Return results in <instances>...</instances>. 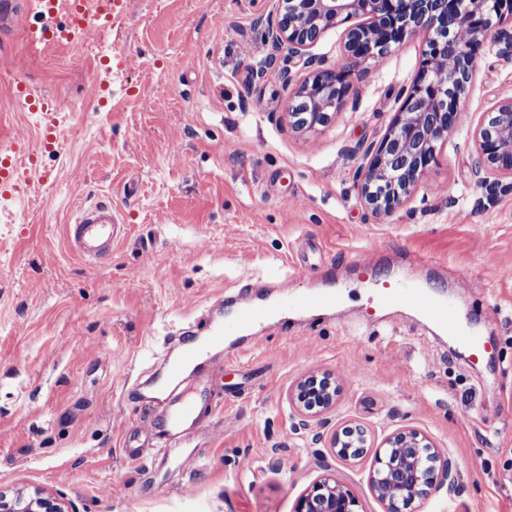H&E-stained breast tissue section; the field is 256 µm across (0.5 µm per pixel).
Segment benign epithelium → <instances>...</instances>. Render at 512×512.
Here are the masks:
<instances>
[{"label":"benign epithelium","mask_w":512,"mask_h":512,"mask_svg":"<svg viewBox=\"0 0 512 512\" xmlns=\"http://www.w3.org/2000/svg\"><path fill=\"white\" fill-rule=\"evenodd\" d=\"M488 3L469 0V8L463 9L460 0H276L275 11L260 19L264 42L280 53V79L289 88L288 118L307 131L327 126L354 91V69L350 67L336 70L319 66L304 80H295L292 68L300 62L313 63L308 50L327 31L344 27L345 49L355 63L371 56L376 41L389 50L408 36H424V69L379 143L366 150L368 161L357 173L361 197L374 217L388 216L408 202L435 162L437 148L448 142L458 126L462 99L484 41L493 37L502 45L501 53L512 58V30L493 29L492 14L503 21L502 7L490 13ZM450 26L473 29L471 41L460 56L465 80L454 97L446 94L447 80L432 76L437 60L457 52L446 36ZM306 95L319 108L307 117L295 111L297 101ZM488 115L495 120L498 132L487 133L484 124L476 129L481 153L495 170L512 174V99L499 103ZM336 393L332 374L312 373L299 379L288 399L295 413L315 418L333 406ZM367 443L366 429L350 427L335 434L329 452L348 460L360 456ZM446 480H453V476L439 450L414 428L393 433L375 449L369 482L384 512H402L404 503L412 512ZM0 512L65 510L57 499L39 492L12 498L0 493ZM295 512L364 510L350 487L326 466L324 474L299 497Z\"/></svg>","instance_id":"7a95c632"}]
</instances>
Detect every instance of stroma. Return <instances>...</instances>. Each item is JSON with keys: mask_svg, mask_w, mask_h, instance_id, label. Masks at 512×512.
I'll return each mask as SVG.
<instances>
[{"mask_svg": "<svg viewBox=\"0 0 512 512\" xmlns=\"http://www.w3.org/2000/svg\"><path fill=\"white\" fill-rule=\"evenodd\" d=\"M35 0H0V143L38 142L41 113L24 84L58 112L48 173L19 200L0 198V491L41 489L74 512H295L322 473L335 430L360 424L373 443L403 426L433 439L456 475L419 512H512V193L489 200L478 121L512 99V60L486 42L463 117L405 207L375 219L354 181L424 67V39L367 60L356 94L314 132L276 120L286 92L276 67L244 52L275 0H130L82 51L31 42ZM128 69L99 65L102 50ZM111 201L126 226L100 262L79 258L66 226L78 206ZM378 266L359 268L365 253ZM342 300L289 328L269 323L260 345L202 373L212 432L205 466L163 467L159 406L134 387L167 337L238 285L276 282L298 296ZM410 278L452 301L465 333L494 347L477 364L416 310L379 311L369 282ZM340 392L322 421L302 423L288 391L311 371ZM137 434L142 461L122 444ZM372 455L331 469L382 512ZM192 483L191 496L178 488Z\"/></svg>", "mask_w": 512, "mask_h": 512, "instance_id": "35a3bbf8", "label": "stroma"}]
</instances>
